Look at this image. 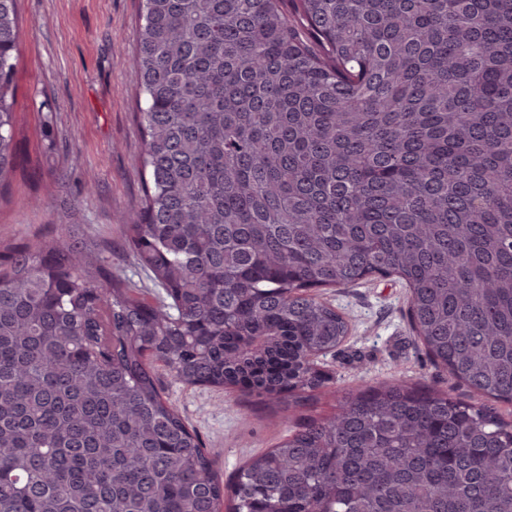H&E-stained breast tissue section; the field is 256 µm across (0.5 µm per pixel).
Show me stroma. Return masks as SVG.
Returning <instances> with one entry per match:
<instances>
[{"label":"stroma","mask_w":512,"mask_h":512,"mask_svg":"<svg viewBox=\"0 0 512 512\" xmlns=\"http://www.w3.org/2000/svg\"><path fill=\"white\" fill-rule=\"evenodd\" d=\"M139 0H20L15 138L28 157L9 201L0 204V241L19 242L56 224H76L112 253V270L139 287L145 273L123 249L121 218L142 196L141 131L130 79ZM321 301L349 323L324 358L329 391L295 408L268 407L239 391L160 379L214 458L224 483L246 461L275 447L297 421L333 415L345 392L402 381L475 401L467 386L434 367L408 319L409 293L397 277L322 288Z\"/></svg>","instance_id":"35a3bbf8"}]
</instances>
